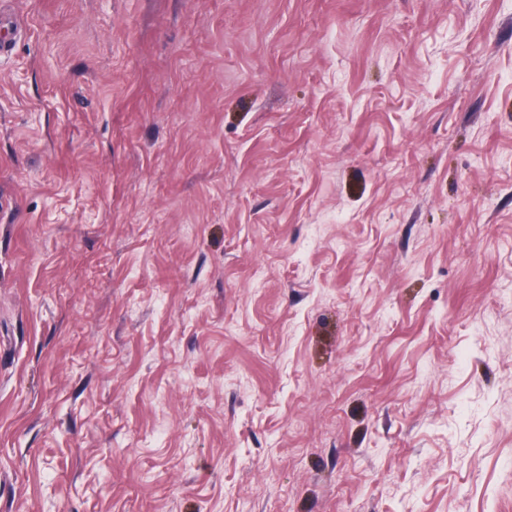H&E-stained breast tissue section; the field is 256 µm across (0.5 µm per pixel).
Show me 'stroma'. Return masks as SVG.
<instances>
[{"mask_svg": "<svg viewBox=\"0 0 512 512\" xmlns=\"http://www.w3.org/2000/svg\"><path fill=\"white\" fill-rule=\"evenodd\" d=\"M0 512H512V0H0Z\"/></svg>", "mask_w": 512, "mask_h": 512, "instance_id": "stroma-1", "label": "stroma"}]
</instances>
